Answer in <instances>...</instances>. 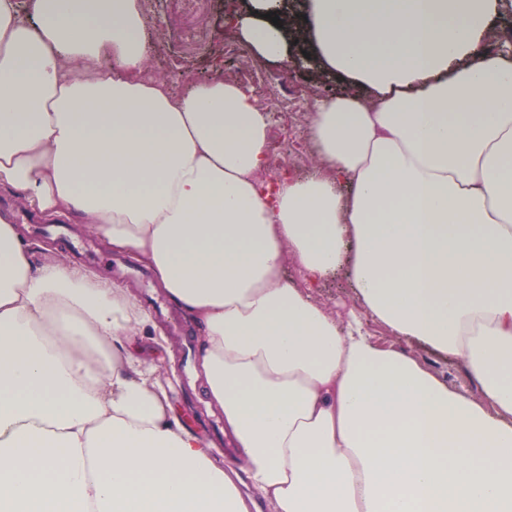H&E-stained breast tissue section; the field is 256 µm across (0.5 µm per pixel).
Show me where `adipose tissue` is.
I'll return each mask as SVG.
<instances>
[{
    "label": "adipose tissue",
    "instance_id": "ef3b65f1",
    "mask_svg": "<svg viewBox=\"0 0 512 512\" xmlns=\"http://www.w3.org/2000/svg\"><path fill=\"white\" fill-rule=\"evenodd\" d=\"M504 0H250L241 40L354 91L266 192L269 120L141 73L143 0H0V187L151 269L198 331L234 468L179 426L120 283L34 261L0 214V512H512V53ZM295 265L298 281L286 279ZM348 278L359 312L312 297ZM395 335L462 363L452 389ZM364 324L375 341L383 345L404 347L413 351L416 359L429 371L443 380L448 387L463 394H475L477 386L466 370L456 361L448 360L427 349L412 346L405 339L390 335L380 324L365 317Z\"/></svg>",
    "mask_w": 512,
    "mask_h": 512
}]
</instances>
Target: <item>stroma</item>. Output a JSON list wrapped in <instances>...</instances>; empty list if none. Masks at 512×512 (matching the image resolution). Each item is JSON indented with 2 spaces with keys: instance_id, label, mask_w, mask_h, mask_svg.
Instances as JSON below:
<instances>
[{
  "instance_id": "35a3bbf8",
  "label": "stroma",
  "mask_w": 512,
  "mask_h": 512,
  "mask_svg": "<svg viewBox=\"0 0 512 512\" xmlns=\"http://www.w3.org/2000/svg\"><path fill=\"white\" fill-rule=\"evenodd\" d=\"M247 4L248 0H207L204 17L191 29L185 23L181 0H151L147 15L152 21L150 30L156 49L144 75L167 78L172 91L178 94L200 80L221 75L232 81L246 73L250 76L248 87L253 100L273 105L278 94L264 83L263 77L269 73L279 74L296 90L294 97L288 100V109L293 113L288 124V141L310 144L307 114L314 101L349 92L350 87L331 74L293 69L262 59L245 46L236 53L226 52L224 40L236 38L234 19L246 10ZM0 211L13 214L15 224L22 226L35 252L51 250L90 273L129 288L140 305L152 311L155 324L166 338L165 345L159 346L149 337L135 336L129 348L134 355L154 365L167 392L171 415L192 431L196 430L198 422L214 419L213 410L201 401L196 380L189 377L185 365L187 351L197 348L190 324L156 281L145 282L139 278L142 269L139 262L130 255L113 252L85 224L70 223L66 229L73 240L93 241L96 255L92 258L71 252L55 237L32 232V225L47 223V216L30 209L20 196L5 188H0ZM413 353L449 388L468 395L476 393L474 380L458 362L421 347L414 348Z\"/></svg>"
}]
</instances>
